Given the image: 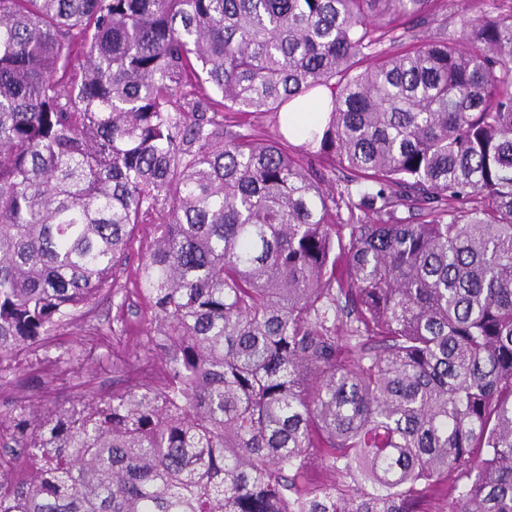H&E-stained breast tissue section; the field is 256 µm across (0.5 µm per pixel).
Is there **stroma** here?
<instances>
[{"label":"stroma","instance_id":"obj_1","mask_svg":"<svg viewBox=\"0 0 512 512\" xmlns=\"http://www.w3.org/2000/svg\"><path fill=\"white\" fill-rule=\"evenodd\" d=\"M159 216L149 217L145 224L139 225L134 232L129 258L117 272L115 283L127 292V305L123 314L128 325V332L122 340H115L108 330L115 318V308L101 304L93 307L88 321L77 327L62 331L50 356H57L70 349L82 351L83 360L62 366L54 378H46L41 368L36 366L28 354H21L20 380L17 388L0 389V411L8 409L19 394L40 397L42 391H49L51 400L62 401L75 392L78 381L88 383L91 393L104 394L128 384L125 370L114 368L112 356L148 357L149 351L142 339V329L150 315L146 300L137 291V273L139 260L146 247L152 241Z\"/></svg>","mask_w":512,"mask_h":512}]
</instances>
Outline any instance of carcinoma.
I'll list each match as a JSON object with an SVG mask.
<instances>
[{
    "instance_id": "cac0c4a2",
    "label": "carcinoma",
    "mask_w": 512,
    "mask_h": 512,
    "mask_svg": "<svg viewBox=\"0 0 512 512\" xmlns=\"http://www.w3.org/2000/svg\"><path fill=\"white\" fill-rule=\"evenodd\" d=\"M437 3L0 0V387L162 215L154 358L1 411L0 512H512V6ZM320 87L301 154L224 129ZM443 8L438 12V18L446 17L448 19V31H457L460 28V17L464 13L470 15L480 12L488 13L494 11V4L507 8L510 5L508 1L499 0H442Z\"/></svg>"
}]
</instances>
